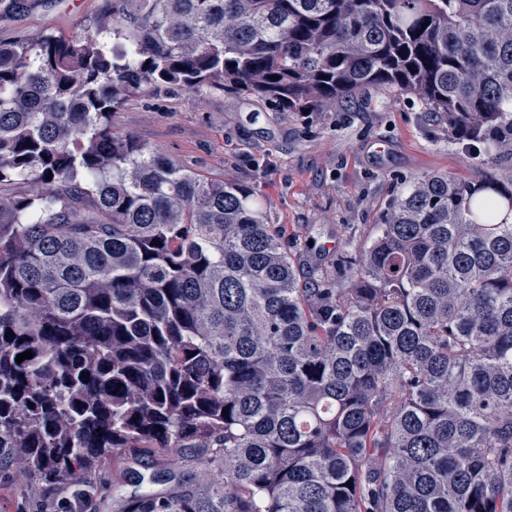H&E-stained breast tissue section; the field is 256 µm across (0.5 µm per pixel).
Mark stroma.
I'll list each match as a JSON object with an SVG mask.
<instances>
[{"label":"stroma","mask_w":512,"mask_h":512,"mask_svg":"<svg viewBox=\"0 0 512 512\" xmlns=\"http://www.w3.org/2000/svg\"><path fill=\"white\" fill-rule=\"evenodd\" d=\"M105 0H30L0 17V41L69 37L103 11ZM115 131L209 177L252 189L304 275L343 278L341 260L364 246L397 181L423 175L475 177L478 154L408 95L369 88L328 112H276L242 95L167 89L127 93ZM202 465L165 471L163 459L132 448L110 455L101 485L74 512H121L145 493L193 492ZM43 488L0 469V512H37Z\"/></svg>","instance_id":"obj_1"}]
</instances>
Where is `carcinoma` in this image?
Masks as SVG:
<instances>
[{"label": "carcinoma", "instance_id": "1", "mask_svg": "<svg viewBox=\"0 0 512 512\" xmlns=\"http://www.w3.org/2000/svg\"><path fill=\"white\" fill-rule=\"evenodd\" d=\"M368 87L512 155V0H112L0 42V185L30 186L0 196V463L208 466L124 512H512V175L401 184L309 282L247 187L112 130L130 91Z\"/></svg>", "mask_w": 512, "mask_h": 512}]
</instances>
